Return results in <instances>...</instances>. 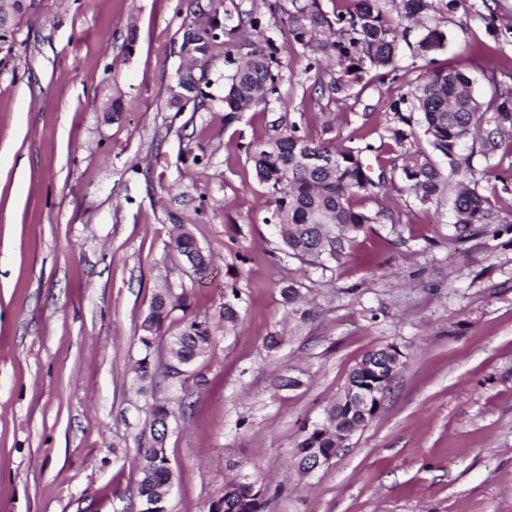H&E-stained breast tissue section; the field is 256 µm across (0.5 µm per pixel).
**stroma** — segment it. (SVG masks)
Returning <instances> with one entry per match:
<instances>
[{
  "mask_svg": "<svg viewBox=\"0 0 512 512\" xmlns=\"http://www.w3.org/2000/svg\"><path fill=\"white\" fill-rule=\"evenodd\" d=\"M27 2L18 14L0 0L12 45L0 51V512H138L153 397L132 366L166 284L213 334L157 395L174 409L169 512H209L235 476L268 489L269 512H512V142L471 160L500 223L456 242L450 196L421 203L394 169L429 151L421 127L401 144L385 134L389 100L432 68L464 70L486 103L512 88V0L434 7L401 39L396 79L365 70L344 101L288 43L278 100L230 122L224 88L247 52L237 26L255 16L280 38L293 0ZM211 23L229 49L188 59L186 34ZM425 24L448 36L431 61L415 54ZM187 73L201 105L172 99ZM281 120L318 143L372 144L362 160L387 175L378 195L353 197L380 220L341 262L281 252L246 154ZM180 229L212 255L205 278L175 258ZM290 285L307 319L289 315ZM391 344L403 366L377 417L300 475L303 426Z\"/></svg>",
  "mask_w": 512,
  "mask_h": 512,
  "instance_id": "obj_1",
  "label": "stroma"
}]
</instances>
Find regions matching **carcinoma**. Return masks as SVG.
<instances>
[{
	"label": "carcinoma",
	"mask_w": 512,
	"mask_h": 512,
	"mask_svg": "<svg viewBox=\"0 0 512 512\" xmlns=\"http://www.w3.org/2000/svg\"><path fill=\"white\" fill-rule=\"evenodd\" d=\"M346 6L330 19L317 0H307L288 14L285 40L306 48L307 69L320 58L333 57L340 74L330 78L326 89L331 94L347 93L358 80V72L368 66L390 75L397 71L399 30L405 21H413L432 7L429 0H399L396 18L389 17L386 0H344ZM252 49L237 67L224 89L225 118L231 120L246 106H267L278 94L280 47L265 34L261 20L249 21ZM447 35L437 27H423L417 53L423 58L439 54L446 46ZM395 124L386 128L388 137L401 144L408 140L406 126L412 113L421 114L433 153L443 158L446 167L437 164L430 154L416 151L406 154L401 178L408 190L421 202H430L448 187H453L454 235L462 239L475 224L498 220L489 199L470 186L466 178L472 154L466 146L479 147L485 158L495 156L502 142L512 137V92L500 97L492 109L474 94L470 77L462 70L447 67L434 69L413 91L389 103ZM494 112L493 127H484L486 112ZM372 149L328 146L314 142L295 124L281 125L266 140L247 146L249 159L259 183L265 185L273 205L272 218L281 243V252L309 264L338 262L346 257L351 242L377 217L359 211L351 199L360 193L374 194L385 182L384 174L373 180L366 172L361 154ZM172 251L190 266L194 274L210 264V255L196 249L189 234H179L172 241ZM190 304L185 294L174 295L165 288L156 293L148 314L140 324L139 342L142 356L137 361L136 377L151 389L157 388L165 369L171 365L190 368L212 343L207 321L188 317ZM183 312L182 329L170 341V358L164 369L155 361V343L173 311ZM387 346L366 353L348 375L345 394L324 409L323 425L302 428L297 443L296 460L303 466L315 452L336 447V442L373 420L365 403L384 401L400 367L392 365ZM150 428L165 427L174 417L168 402L153 400ZM163 434H151V440L136 448L139 479L137 494L141 499L159 503L172 484L170 461L163 451ZM270 498L254 481L233 480L224 484L210 512H267Z\"/></svg>",
	"instance_id": "carcinoma-1"
}]
</instances>
